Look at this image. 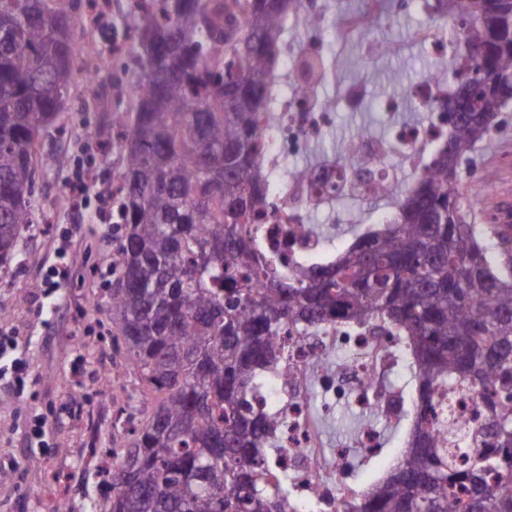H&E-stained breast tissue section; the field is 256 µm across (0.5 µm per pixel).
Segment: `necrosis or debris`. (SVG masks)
<instances>
[{
  "label": "necrosis or debris",
  "instance_id": "1",
  "mask_svg": "<svg viewBox=\"0 0 512 512\" xmlns=\"http://www.w3.org/2000/svg\"><path fill=\"white\" fill-rule=\"evenodd\" d=\"M455 91L449 81L429 78L416 83L409 98L427 114L421 123L398 119L400 100L384 101L383 107L393 119L388 138L353 136L343 146L345 161L321 162L302 179L287 174L288 161L323 136L333 124L335 112L309 92L304 81L276 80L271 99L278 117L261 125L263 149L257 157L274 206L255 223L254 249L274 256L285 277L301 265L314 269L333 263L335 252L308 227L310 213L332 205L335 196L331 187L337 182L342 183L344 193L380 202L392 200L413 186L451 133L448 101ZM359 156L373 159V166L367 170L353 167ZM349 336V324L338 322L327 325L319 336L292 337L286 372L273 376L262 391L264 401L280 406L285 415L282 437L296 468L294 486L313 503L321 496L335 494L333 476L345 462L322 447L310 408L312 387L332 396H356L361 404L385 414L394 408L382 384L388 365L384 349H375L372 356L330 373L315 365L316 355L333 352L336 346L348 343Z\"/></svg>",
  "mask_w": 512,
  "mask_h": 512
}]
</instances>
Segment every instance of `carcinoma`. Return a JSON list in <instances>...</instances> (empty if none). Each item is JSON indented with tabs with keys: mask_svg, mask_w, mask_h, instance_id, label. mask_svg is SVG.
<instances>
[{
	"mask_svg": "<svg viewBox=\"0 0 512 512\" xmlns=\"http://www.w3.org/2000/svg\"><path fill=\"white\" fill-rule=\"evenodd\" d=\"M55 0H0V267L34 221V156L55 129L77 45ZM455 41L472 60L453 80L456 125L392 224L336 262L285 279L249 239L273 204L255 163L294 0H134L142 79L120 128L112 187L122 243L106 305L127 373L153 396L126 448L112 449L101 512H305L288 475L277 408L254 394L288 362L279 336L346 321L396 333L416 367L409 449L367 491L331 512H512V236L475 223L463 172L512 107V0H455ZM263 287H254V280ZM487 392L472 438L448 435L438 403Z\"/></svg>",
	"mask_w": 512,
	"mask_h": 512,
	"instance_id": "cac0c4a2",
	"label": "carcinoma"
}]
</instances>
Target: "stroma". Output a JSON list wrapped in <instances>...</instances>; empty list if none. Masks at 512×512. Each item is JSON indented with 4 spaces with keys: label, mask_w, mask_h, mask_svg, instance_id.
<instances>
[{
    "label": "stroma",
    "mask_w": 512,
    "mask_h": 512,
    "mask_svg": "<svg viewBox=\"0 0 512 512\" xmlns=\"http://www.w3.org/2000/svg\"><path fill=\"white\" fill-rule=\"evenodd\" d=\"M322 52L329 73L320 87L322 97L338 100L349 81H363L370 100L357 112L338 111L324 136L306 153L289 160L292 169L335 157L355 132L385 136L387 126L378 104L395 94L388 82L397 71L404 82L422 79L435 64L419 33L429 27L425 14L412 10L393 13L373 29V40L393 45L385 56L365 53L360 45L336 37V24L357 15L367 0H327ZM132 98L109 95L89 100L80 86H72L60 116L62 128L44 138L34 166L37 200L35 222L22 229L17 256L0 269V332L18 336L32 366L24 390L0 383V512H43V495L53 489L64 500L66 512H100L103 489L97 472L106 464L101 451L122 448L128 431L140 422L142 385L131 375L106 379L109 369L124 360L112 344V324L102 308L105 288L115 277V256L120 227L112 218L110 190L121 171V149L111 125V111H130ZM65 157L55 166V157ZM495 187L483 195L472 174L463 184L470 197L512 215V112L502 115V127L491 147L476 160ZM90 175L88 191L79 204L71 202V187L78 177ZM370 208L369 203L343 197L326 209L313 211L310 221L321 229L327 244L337 248L349 221ZM69 239L68 279L56 289L46 279L53 248ZM386 381L397 390L404 409L400 420H384L377 412L348 399L324 402L322 440L326 448L349 450L355 465L340 472L339 481L364 490L385 478L399 460V451L413 424L415 378L409 363L393 366ZM42 413L50 429L47 445L30 447L24 428L33 413ZM372 425L381 446L362 453L360 434L351 421Z\"/></svg>",
    "instance_id": "1"
}]
</instances>
